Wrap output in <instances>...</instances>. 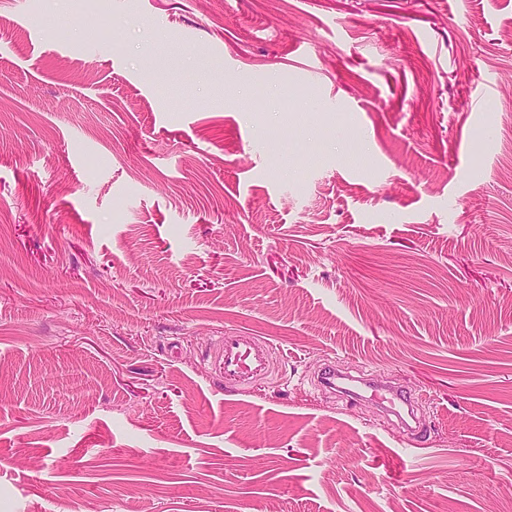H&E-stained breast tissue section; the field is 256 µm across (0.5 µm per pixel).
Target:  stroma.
<instances>
[{
    "label": "stroma",
    "instance_id": "obj_1",
    "mask_svg": "<svg viewBox=\"0 0 512 512\" xmlns=\"http://www.w3.org/2000/svg\"><path fill=\"white\" fill-rule=\"evenodd\" d=\"M0 512H512V0H0ZM219 356L220 370L226 382L231 380L246 385L275 370L272 346L254 336H224Z\"/></svg>",
    "mask_w": 512,
    "mask_h": 512
}]
</instances>
